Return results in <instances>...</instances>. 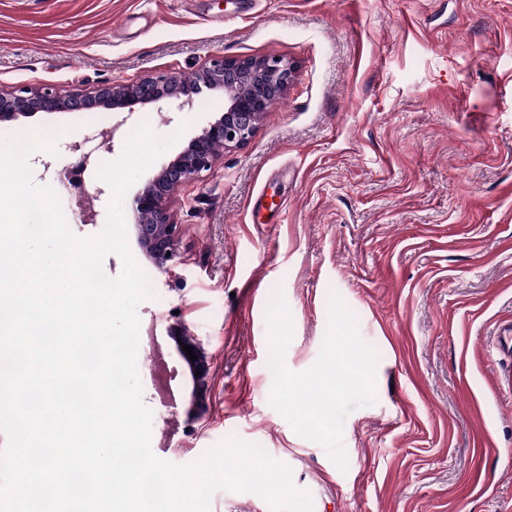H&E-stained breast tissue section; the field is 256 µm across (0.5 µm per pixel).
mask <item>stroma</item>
<instances>
[{
    "mask_svg": "<svg viewBox=\"0 0 512 512\" xmlns=\"http://www.w3.org/2000/svg\"><path fill=\"white\" fill-rule=\"evenodd\" d=\"M216 53L282 56L295 73L246 145L170 197L184 263L153 274L138 308L153 453L186 465L231 435L260 444L314 512H512V392L493 342L512 322V0H0L5 93L188 79ZM223 110L206 90L131 122L191 138ZM110 116L39 112L0 122V139L62 129L52 167L33 169L61 194L70 144ZM278 286L290 370L317 359L332 289L380 355L375 403L344 422L347 472L268 404ZM182 326L210 356L196 421L170 338Z\"/></svg>",
    "mask_w": 512,
    "mask_h": 512,
    "instance_id": "stroma-1",
    "label": "stroma"
}]
</instances>
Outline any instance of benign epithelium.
Returning <instances> with one entry per match:
<instances>
[{
  "label": "benign epithelium",
  "instance_id": "obj_1",
  "mask_svg": "<svg viewBox=\"0 0 512 512\" xmlns=\"http://www.w3.org/2000/svg\"><path fill=\"white\" fill-rule=\"evenodd\" d=\"M293 73V63L280 56L229 58L218 54L190 81L175 75H149L121 88L105 83L85 95L51 87L20 88L0 93V122L37 112H85L105 107L115 111L116 115L109 126L97 130V134L111 143L123 133V126L138 105L170 101L176 103L177 111L184 112L193 108L195 97L202 89L223 92L224 113L203 127L173 160L148 178L131 202L135 218L133 227L141 251L159 272L171 274L182 264L179 251L182 225L172 220L168 207L170 192L211 170L217 160L216 146L238 148L247 144L265 112L286 92ZM244 83L251 85V94L242 93ZM102 193L103 190L95 189L87 194L84 222H95L96 202ZM176 338L181 340L177 349L192 374L194 408L197 409L208 389L207 348L200 337L186 330L176 333ZM184 344L192 347L197 359H188L182 351Z\"/></svg>",
  "mask_w": 512,
  "mask_h": 512
}]
</instances>
